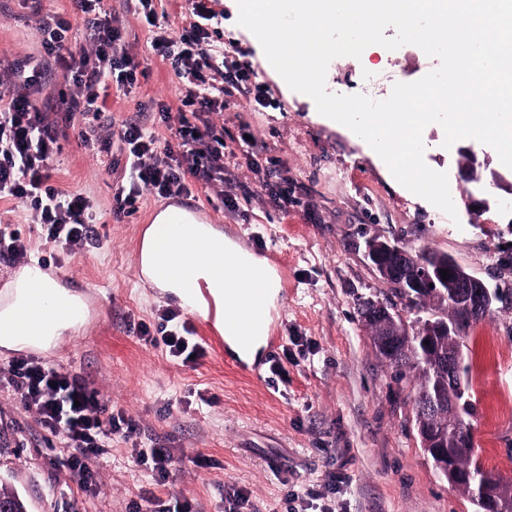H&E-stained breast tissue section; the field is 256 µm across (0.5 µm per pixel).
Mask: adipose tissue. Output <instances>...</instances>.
I'll list each match as a JSON object with an SVG mask.
<instances>
[{"mask_svg":"<svg viewBox=\"0 0 512 512\" xmlns=\"http://www.w3.org/2000/svg\"><path fill=\"white\" fill-rule=\"evenodd\" d=\"M171 211L161 212L144 241L143 266L152 287L175 299L178 304L192 301V292L206 285L215 300L224 298V274L211 263L216 249H223L230 258L227 273H232L242 287L252 289L265 307H273L279 281L268 265L253 253L208 223L175 224ZM195 241L197 250L192 257L179 251L181 238ZM169 255L175 267L167 273H157L153 260L158 254ZM28 276L14 284L11 300L0 309V347L10 350L47 348L78 331L80 323L71 317V310L82 307L83 301L74 292L54 279L43 276L37 290L28 287Z\"/></svg>","mask_w":512,"mask_h":512,"instance_id":"obj_1","label":"adipose tissue"}]
</instances>
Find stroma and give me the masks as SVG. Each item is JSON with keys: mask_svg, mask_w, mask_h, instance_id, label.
Returning a JSON list of instances; mask_svg holds the SVG:
<instances>
[{"mask_svg": "<svg viewBox=\"0 0 512 512\" xmlns=\"http://www.w3.org/2000/svg\"><path fill=\"white\" fill-rule=\"evenodd\" d=\"M208 5L216 14L215 43L237 46L254 74L239 108L214 118L224 126L223 194L194 181L188 188L212 224L260 257L285 259L287 291L275 318L282 341L262 351L258 378L209 350L190 367L164 345L145 341L139 323L157 328V310L176 306L145 286L135 268V241L165 201L146 193L114 214L126 151L113 148L112 166L104 168L77 130L67 129L54 160L56 178L95 199L100 242L69 253L46 241L25 209L0 201V225L30 240L31 260L57 269L64 287L94 293L79 333L38 357L86 377L106 405L138 423L141 439L172 448L176 470L168 484H156L136 462L133 441L117 435L96 463L95 483L78 485L65 466L67 448L17 394L0 387V485L14 489L27 512H153L157 499L189 503L191 512H225L224 496L235 489L249 496L244 512H287L288 494L309 489L330 498L336 512H478L420 446L416 373L393 382L357 308L359 299H384L388 289L366 256L373 238L448 253L488 284L512 288V169L473 139L444 148L442 128L428 125L424 161L448 175L458 213L450 219L400 185L355 133L287 86L238 25L233 0ZM105 6L141 62L126 95L108 88V104L119 120L146 113L167 135L159 107L178 106L181 81L153 52L152 27L133 0ZM39 49L35 18L22 0H0V56L22 60ZM438 64L414 45H373L361 58L332 60L326 87L383 100L395 83L416 81ZM243 133L252 146L240 144ZM466 149L480 162L475 184L458 175ZM477 188L490 206L472 213L467 197ZM226 195L236 207L224 205ZM464 355L475 452L481 461L496 459L495 474L512 481V306L495 304L466 332ZM332 473L344 479L334 495L325 485Z\"/></svg>", "mask_w": 512, "mask_h": 512, "instance_id": "1", "label": "stroma"}]
</instances>
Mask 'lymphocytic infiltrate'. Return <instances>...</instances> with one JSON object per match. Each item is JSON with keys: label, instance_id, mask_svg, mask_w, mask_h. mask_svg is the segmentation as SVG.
<instances>
[{"label": "lymphocytic infiltrate", "instance_id": "obj_1", "mask_svg": "<svg viewBox=\"0 0 512 512\" xmlns=\"http://www.w3.org/2000/svg\"><path fill=\"white\" fill-rule=\"evenodd\" d=\"M43 54L39 60L0 65V200L14 201L41 225L47 239L70 253L99 237L92 196L53 181L51 162L65 128L74 127L88 149L107 152L113 142L128 151L130 181L118 187L116 212L134 206L143 191L168 198L186 192L187 179L210 187L224 183V136L214 116L233 107V93L217 84L227 57L213 44L207 23L214 17L205 0H196L189 34L156 35L152 46L170 61L182 81L177 124L171 137L159 136L153 123L138 117L115 121L99 90H126L136 80L138 62L121 43V33L102 0H76L86 43L72 37L73 24L45 13L42 0H30ZM167 330L161 341L169 356L190 365L203 356L188 329L176 326L178 313L158 312ZM0 383L12 387L26 411L70 448L66 466L79 484L90 485L92 465L106 454L113 436L138 435L135 420L102 404L98 392L80 374L26 356L0 368Z\"/></svg>", "mask_w": 512, "mask_h": 512}]
</instances>
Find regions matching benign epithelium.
<instances>
[{
    "instance_id": "7a95c632",
    "label": "benign epithelium",
    "mask_w": 512,
    "mask_h": 512,
    "mask_svg": "<svg viewBox=\"0 0 512 512\" xmlns=\"http://www.w3.org/2000/svg\"><path fill=\"white\" fill-rule=\"evenodd\" d=\"M366 253L375 270L385 278H401L408 292L422 293L430 288L452 287L451 294L459 300L457 320L448 325L453 331H464L482 320L491 310L488 286L478 277L466 272L454 259H448L449 278L442 279L440 268L421 260L396 242L370 239ZM361 320L394 323L405 328L400 310L380 300H367L359 308ZM454 442L459 448L474 447V430L470 425L457 424L452 430Z\"/></svg>"
}]
</instances>
